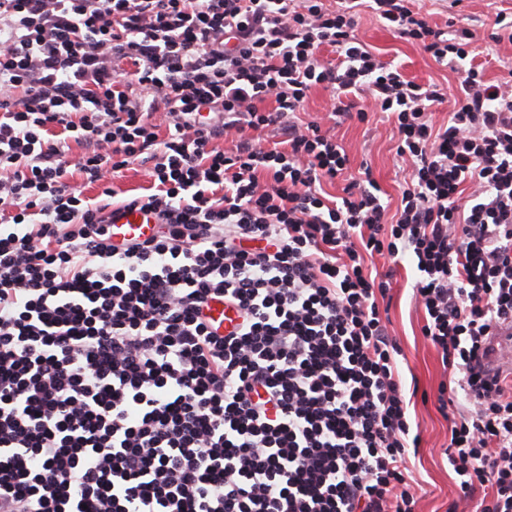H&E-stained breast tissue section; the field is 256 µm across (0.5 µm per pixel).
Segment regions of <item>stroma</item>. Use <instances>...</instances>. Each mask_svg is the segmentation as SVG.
<instances>
[{
  "label": "stroma",
  "mask_w": 512,
  "mask_h": 512,
  "mask_svg": "<svg viewBox=\"0 0 512 512\" xmlns=\"http://www.w3.org/2000/svg\"><path fill=\"white\" fill-rule=\"evenodd\" d=\"M413 7L441 26L451 17L464 20L475 32L474 62L482 68L486 80L501 81L512 73L506 65L507 58H512V47L495 45L490 39L496 13H512V0H415ZM356 34L382 59L400 64L406 79L431 80L454 88L455 76L448 68L437 64L418 45L395 38L370 11H362ZM335 134L350 156L351 167L344 177L327 186V193L341 195L346 183L368 170L381 189L382 200L390 207H397L402 162L396 155L397 135L393 124L373 114L364 123L355 119L346 121L336 127ZM368 266L374 272L389 269L394 272L387 296L388 333L401 349V374L406 390L413 393L410 420L418 425L421 433L419 448L409 460L418 488V510L448 512L449 503L457 496L458 482L444 454L449 439L448 423L437 402L438 388L447 380L448 372L437 349L421 334L424 312L416 305L411 290L418 273L407 263L390 268L387 259L378 255L369 259Z\"/></svg>",
  "instance_id": "obj_1"
}]
</instances>
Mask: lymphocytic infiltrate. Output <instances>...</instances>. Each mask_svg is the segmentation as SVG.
Returning <instances> with one entry per match:
<instances>
[{"instance_id":"1","label":"lymphocytic infiltrate","mask_w":512,"mask_h":512,"mask_svg":"<svg viewBox=\"0 0 512 512\" xmlns=\"http://www.w3.org/2000/svg\"><path fill=\"white\" fill-rule=\"evenodd\" d=\"M366 5L454 93L368 50ZM473 40L411 0H0V512H417L374 254L415 266L454 377L448 512H512V382L483 366L512 323V80ZM317 86L336 120L393 118L395 214L363 185L324 196L348 154L286 120ZM132 164L150 191L118 200ZM128 203L157 226L119 252Z\"/></svg>"}]
</instances>
